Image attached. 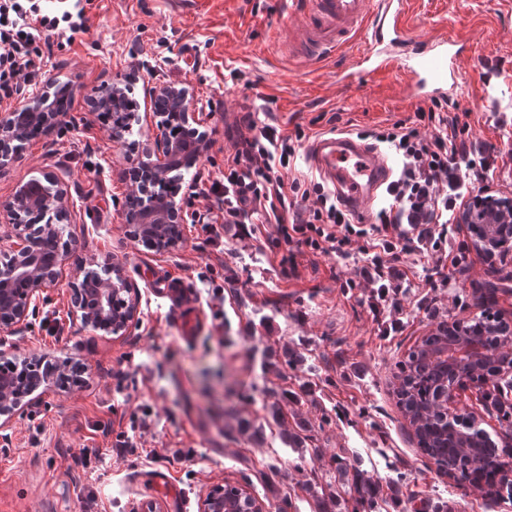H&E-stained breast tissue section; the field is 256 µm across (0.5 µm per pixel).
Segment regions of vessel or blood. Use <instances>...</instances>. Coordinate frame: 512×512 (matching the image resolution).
I'll return each instance as SVG.
<instances>
[{"mask_svg":"<svg viewBox=\"0 0 512 512\" xmlns=\"http://www.w3.org/2000/svg\"><path fill=\"white\" fill-rule=\"evenodd\" d=\"M297 5L305 21L301 39L287 44L290 55L328 57L364 31L366 45L345 72L346 83L395 69L405 76L406 90L440 99L455 96L460 39L445 27L426 38L410 36L404 26L408 0H297ZM307 154L346 208L365 219L392 173L382 151L347 133H327L310 142ZM159 292L186 321L198 315L185 281L164 277Z\"/></svg>","mask_w":512,"mask_h":512,"instance_id":"vessel-or-blood-1","label":"vessel or blood"}]
</instances>
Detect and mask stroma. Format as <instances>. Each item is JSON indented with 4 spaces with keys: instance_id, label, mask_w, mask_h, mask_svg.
I'll use <instances>...</instances> for the list:
<instances>
[{
    "instance_id": "35a3bbf8",
    "label": "stroma",
    "mask_w": 512,
    "mask_h": 512,
    "mask_svg": "<svg viewBox=\"0 0 512 512\" xmlns=\"http://www.w3.org/2000/svg\"><path fill=\"white\" fill-rule=\"evenodd\" d=\"M86 30L43 34V70L68 84L65 122L25 141L0 172V207L16 188L47 172L68 195L73 236L59 286L39 299L30 323L0 336L9 358L46 356L85 367L77 386L49 380L9 424L0 427V512H199L203 496L241 473L259 501L287 502L288 512H315V494L330 488L353 506L355 493L336 479L333 460H359L367 476L388 485L403 474L381 512H506L481 491H462L421 454L392 393L394 365L439 323L467 321L483 310L512 324V251L467 260L432 276L438 254L402 256L404 278L382 316L359 276L366 256H297L294 273L276 258L274 225L260 237L225 223L215 199L185 198L193 214L175 251L157 253L132 238L122 204L137 160L132 144L155 127L142 120L123 140L112 137L89 98L103 84L130 89L137 101L156 82L185 86L199 106L209 146L185 181L203 172L219 178L231 151L228 128L241 105L257 124L284 133L326 132L322 114L370 131L429 106L391 77L343 85L354 63L350 46L326 61L294 60L280 44L300 38L295 0H80ZM412 34L455 29L465 49L453 114L499 154L490 189L512 198V0H410ZM214 217L221 239L211 244L196 214ZM122 267L141 294L139 322L120 335L81 325L70 314V286L104 265ZM186 280L203 319L185 335L180 315L149 288L146 274ZM354 288H346V281ZM292 350L301 370L264 367L266 350ZM307 383L304 402L283 404L284 424L271 419L268 389ZM263 438L239 434L238 420ZM308 424L307 446L291 448L283 429ZM132 438L119 451V435ZM163 471L175 496L146 475Z\"/></svg>"
}]
</instances>
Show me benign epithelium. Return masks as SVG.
Here are the masks:
<instances>
[{
	"mask_svg": "<svg viewBox=\"0 0 512 512\" xmlns=\"http://www.w3.org/2000/svg\"><path fill=\"white\" fill-rule=\"evenodd\" d=\"M150 109L156 119L157 133L145 140L139 153L141 161L129 170L134 190L141 197L136 206H123L125 223L146 245L170 251L184 240L186 223L183 202L174 195L158 201L151 186L163 183L173 172L194 166L207 150L208 143L195 112L190 90L184 86L156 84L148 89ZM121 88L104 85L92 100L96 109L120 102ZM180 117L182 135L171 134L166 122L169 113ZM63 122L50 94L43 92L15 112L0 115V171L14 159L28 127L36 125L48 132ZM67 190L57 176L47 173L34 178L15 192L12 200L0 209V332H9L27 322L31 306L47 291L58 286L60 270L70 245L67 231ZM460 223L473 233L479 246L489 255L502 248L499 232L502 224L512 222V201L504 204L492 199L479 203L478 210L459 216ZM50 237L57 243V254L48 257L28 250L29 239ZM71 314L84 326L117 335L124 332L138 316L140 294L135 284L118 266L105 272H89L70 288ZM444 347L461 351L472 364H480L492 355L489 347L474 337L448 332ZM497 381L512 383V354L501 352ZM474 385L454 368L448 358V379L437 393L439 406L448 411V436L454 438L477 418L460 412V392ZM24 396L13 392L10 380L0 377V427L22 408ZM200 512H224V498L219 493L206 494Z\"/></svg>",
	"mask_w": 512,
	"mask_h": 512,
	"instance_id": "1",
	"label": "benign epithelium"
}]
</instances>
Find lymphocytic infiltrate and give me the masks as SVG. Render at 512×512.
<instances>
[{
    "mask_svg": "<svg viewBox=\"0 0 512 512\" xmlns=\"http://www.w3.org/2000/svg\"><path fill=\"white\" fill-rule=\"evenodd\" d=\"M85 23L79 0H62L54 10L44 8L42 0H0V102L41 80L37 41L42 31L72 32ZM447 110L446 103L436 100L413 117L376 131V139L395 150L400 169L368 225L356 223L334 190L293 175L303 129L286 134L276 124H257L249 110L231 136L223 178L196 177L192 194L215 197L224 206L225 223L241 233L253 236L264 225H274L279 263L285 269L295 268L297 251L344 254L363 243L368 256L363 278L390 289L401 277L396 267L400 256L446 241L469 187L494 179V146L474 147L469 124L448 117ZM296 197L308 201L305 211H294Z\"/></svg>",
    "mask_w": 512,
    "mask_h": 512,
    "instance_id": "1",
    "label": "lymphocytic infiltrate"
}]
</instances>
